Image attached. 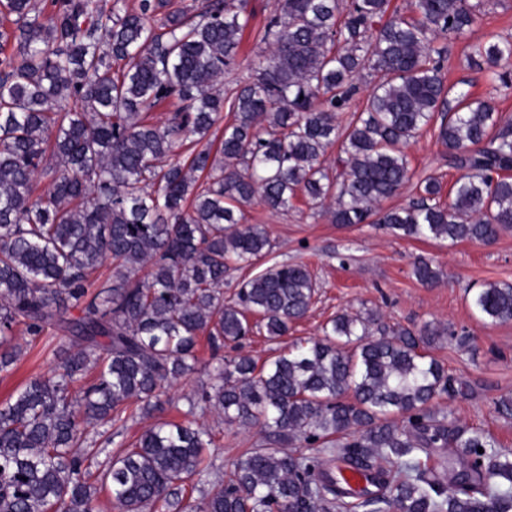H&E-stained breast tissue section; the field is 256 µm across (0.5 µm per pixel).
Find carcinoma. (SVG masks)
<instances>
[{
    "label": "carcinoma",
    "mask_w": 512,
    "mask_h": 512,
    "mask_svg": "<svg viewBox=\"0 0 512 512\" xmlns=\"http://www.w3.org/2000/svg\"><path fill=\"white\" fill-rule=\"evenodd\" d=\"M121 3L0 0V24L18 30L0 31V373L23 354L19 328L75 338L54 375L0 403V512H95L106 489L116 512H512V452L441 405L450 378L425 348L447 330L383 326L376 337L371 309L336 315L322 338L260 367L249 356L218 364L184 397L182 422L158 421L98 461L88 429L109 443L127 410L163 411L172 383L196 371L199 337L216 351L255 328L275 341L314 303L308 266L288 262L224 302L227 273L271 247L266 225L242 223L244 204L331 199L336 224L450 245L512 229V124L463 90L445 114L448 43L480 19L469 0H411L405 11L391 0H279L254 74L228 97L218 80L238 55L248 0ZM467 58L512 83V41L470 45ZM364 70L379 80L343 125ZM172 101L163 122L149 119ZM438 112L448 165L465 171L451 198L428 176L417 200L378 212L410 181L405 148ZM333 146L337 170L326 165ZM106 262L109 284L89 293ZM413 274L438 279L424 259ZM470 306L511 321L512 284L481 285ZM212 411L260 427L263 444L227 468L202 467L213 438L198 418ZM447 447L462 456L440 476L421 455ZM346 468L368 488L352 489Z\"/></svg>",
    "instance_id": "carcinoma-1"
}]
</instances>
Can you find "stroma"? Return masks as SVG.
<instances>
[{
  "mask_svg": "<svg viewBox=\"0 0 512 512\" xmlns=\"http://www.w3.org/2000/svg\"><path fill=\"white\" fill-rule=\"evenodd\" d=\"M480 2L483 15L479 23L466 40L448 47L447 82L476 97L491 96L496 112L512 118V86L493 88L491 71L469 67L465 60L467 42L495 36L512 38V0ZM275 5L276 0H250L252 17L237 64L224 73V91H232L250 76L260 51L257 33ZM407 154L413 182L396 197L382 202V209L417 199L414 183L425 176L438 177L448 188L461 175L460 170L449 167L446 150L437 140L436 125L425 127L411 141ZM243 213L245 223L266 225L272 248L257 265L226 277L225 299H232L239 282L282 262L307 264L318 283V294L312 309L294 324L288 336L271 342L264 334L253 333L241 350L224 349V358L240 352L264 363L293 341L321 338L322 325L337 313H353L364 307L378 310L382 322L391 326L416 330L431 323L445 327L451 332L450 338L429 347L428 353L445 364L452 379L444 399L449 412L459 424L483 429L500 448L512 451V416L503 417L496 410L497 401L512 398V320L483 321L467 299L468 289L483 283H512V229L501 232L489 244L464 241L451 246L398 237L368 224H335L329 215H311L300 199L285 211H272L255 202L245 206ZM420 257L440 271L437 284L425 286L412 277V264ZM20 342L25 348L23 356L11 372L0 374V402L30 378L50 376L58 364L60 347L69 339L64 333L50 331L36 338L21 337ZM201 421L214 434L212 447L204 453L208 465L231 462L264 438L260 428L229 426L210 412Z\"/></svg>",
  "mask_w": 512,
  "mask_h": 512,
  "instance_id": "obj_1",
  "label": "stroma"
}]
</instances>
